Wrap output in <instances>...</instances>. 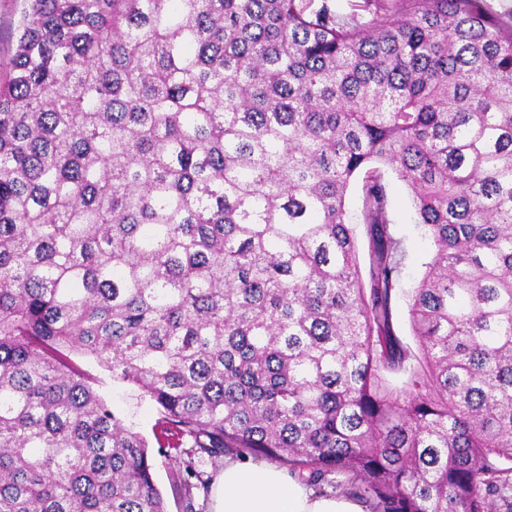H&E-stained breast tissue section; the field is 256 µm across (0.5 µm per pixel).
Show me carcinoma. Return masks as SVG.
I'll use <instances>...</instances> for the list:
<instances>
[{
	"instance_id": "carcinoma-1",
	"label": "carcinoma",
	"mask_w": 512,
	"mask_h": 512,
	"mask_svg": "<svg viewBox=\"0 0 512 512\" xmlns=\"http://www.w3.org/2000/svg\"><path fill=\"white\" fill-rule=\"evenodd\" d=\"M25 2L0 79V512H167L72 352L156 403L191 477L250 453L368 512H512V25L485 0ZM382 165L434 246L414 347ZM361 189L360 182H354L348 192L346 200L347 221L356 229L358 234V262L363 277L366 279L369 270V256L367 238L364 233V226L361 215ZM393 321L397 335L402 341L414 347L416 344L413 336L410 335L407 300L401 291H399L397 298L393 302Z\"/></svg>"
}]
</instances>
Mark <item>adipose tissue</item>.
<instances>
[{
    "label": "adipose tissue",
    "instance_id": "1",
    "mask_svg": "<svg viewBox=\"0 0 512 512\" xmlns=\"http://www.w3.org/2000/svg\"><path fill=\"white\" fill-rule=\"evenodd\" d=\"M215 512H367L339 493H317L276 465L228 458L217 488Z\"/></svg>",
    "mask_w": 512,
    "mask_h": 512
}]
</instances>
